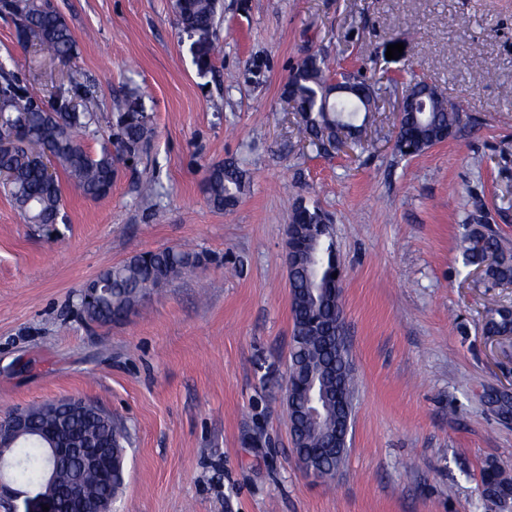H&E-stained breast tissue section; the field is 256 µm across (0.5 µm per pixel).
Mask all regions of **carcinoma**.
I'll use <instances>...</instances> for the list:
<instances>
[{
    "mask_svg": "<svg viewBox=\"0 0 512 512\" xmlns=\"http://www.w3.org/2000/svg\"><path fill=\"white\" fill-rule=\"evenodd\" d=\"M177 21L182 30L195 38L192 51L199 69L208 68L218 51L217 25L220 0H176ZM0 14L15 20L23 38L34 39L41 49L62 62L70 61L76 52L75 36L64 16L50 0H0ZM331 77L327 60L311 54L292 70L283 86L282 96L294 101L302 113L304 132L310 141L332 142L336 127L347 126L353 138L351 149L363 152L371 144L357 137L361 125L359 114L369 112L366 101L372 85L358 80L357 74L346 75L351 87L336 94L328 87ZM408 93L400 119L395 146L405 155H419L431 146L453 136L469 116L448 103L433 84L416 77L406 83ZM80 104L68 106L61 100L55 110L22 91L14 72L0 63V131L14 136V146L0 153V172L4 174L0 187L11 197L15 207L27 222L49 227L58 223L62 210V192L58 176L46 173L42 162L48 151L62 171L90 198L108 196L117 176V164L147 150L153 136L151 116L142 106L126 96H116L112 102V145L96 155L84 144L95 123L99 103L88 91L77 95ZM245 187V172L234 162L209 166L203 180V193L211 208L227 211L235 207ZM331 218L319 206L296 200L289 216L286 248L292 264L288 270L292 296L293 336L290 350L289 375L291 390L288 407L298 424V442L307 466L324 480L336 477L344 465L342 420L347 418V406L353 405L356 389L351 360L340 352L332 337L344 334L345 323L338 320L336 300L341 296L342 281L334 277L340 263L330 233ZM317 248L319 270L312 274L305 258ZM465 261L479 265L486 257L487 280L494 284L512 281V244L488 224L484 216L468 217L462 236ZM206 258L189 247H170L147 253H137L112 265L86 282L99 289V310H82L85 319L100 326L125 318L150 291L169 285L205 264ZM483 332L508 335L512 333V307L501 306L487 315ZM315 377L316 387L330 395V408L319 419L310 420L303 410V399ZM486 403L495 405L499 421L512 419V397H491L483 394ZM59 415L67 422V430L57 433L34 411L31 429L54 437L63 436L90 443V449L109 448L110 455H101L95 468H84L80 457H73L68 466L54 470L46 438L31 436L19 453L23 463L13 472V480L21 486L39 489L50 472H56L61 482L79 481L93 496L110 494L116 498L124 484L127 433L124 426L112 419L97 404L92 410L72 416L66 409ZM482 475L483 496L503 508L512 505V475L495 461L485 464Z\"/></svg>",
    "mask_w": 512,
    "mask_h": 512,
    "instance_id": "1",
    "label": "carcinoma"
}]
</instances>
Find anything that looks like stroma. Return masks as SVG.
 I'll return each instance as SVG.
<instances>
[{"label": "stroma", "instance_id": "obj_1", "mask_svg": "<svg viewBox=\"0 0 512 512\" xmlns=\"http://www.w3.org/2000/svg\"><path fill=\"white\" fill-rule=\"evenodd\" d=\"M77 41L63 64L0 16V60L52 104L70 81L100 103L85 146L112 137V99L153 122L150 149L86 197L60 175L63 222L25 223L0 190V414L77 396L127 428L114 512H503L482 494L494 460L512 473V424L482 401L512 381V348L481 332L512 288L465 264L482 207L512 240V0H220L222 51L199 71L174 0H53ZM403 44L387 59L388 45ZM359 70L378 108L376 148L306 137L281 96L306 55ZM440 85L470 118L423 154L395 148L405 82ZM247 173L229 213L205 168ZM155 194L143 199L142 183ZM332 214L357 381L348 453L327 483L293 451L284 388L293 320L286 224L295 199ZM184 244L208 257L123 322L88 325L77 293L128 256Z\"/></svg>", "mask_w": 512, "mask_h": 512}]
</instances>
